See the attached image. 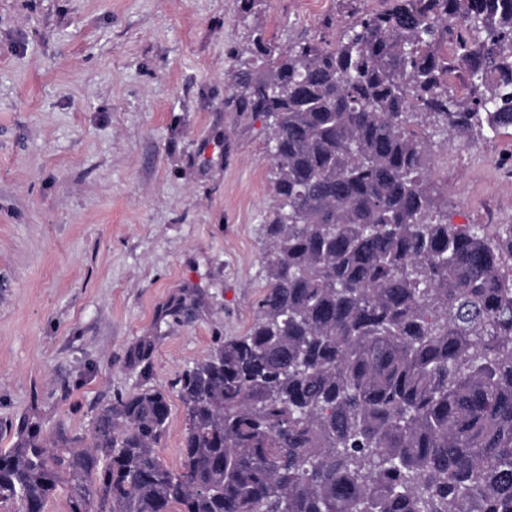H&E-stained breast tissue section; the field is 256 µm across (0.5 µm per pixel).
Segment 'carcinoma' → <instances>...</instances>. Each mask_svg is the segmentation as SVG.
Here are the masks:
<instances>
[{
    "label": "carcinoma",
    "mask_w": 512,
    "mask_h": 512,
    "mask_svg": "<svg viewBox=\"0 0 512 512\" xmlns=\"http://www.w3.org/2000/svg\"><path fill=\"white\" fill-rule=\"evenodd\" d=\"M243 80L279 204L257 316L87 447L28 425L0 502L46 512H512V224L441 219L425 128L512 127V0H383ZM468 76V104L450 93Z\"/></svg>",
    "instance_id": "obj_1"
}]
</instances>
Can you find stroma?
I'll list each match as a JSON object with an SVG mask.
<instances>
[{
	"mask_svg": "<svg viewBox=\"0 0 512 512\" xmlns=\"http://www.w3.org/2000/svg\"><path fill=\"white\" fill-rule=\"evenodd\" d=\"M378 0H0V448L88 440L244 335L278 206L256 40L335 39ZM453 224H512V128L433 135ZM148 361L134 362L142 339Z\"/></svg>",
	"mask_w": 512,
	"mask_h": 512,
	"instance_id": "obj_1",
	"label": "stroma"
}]
</instances>
